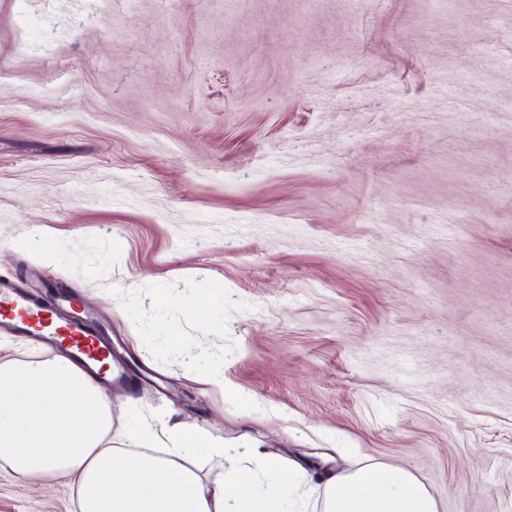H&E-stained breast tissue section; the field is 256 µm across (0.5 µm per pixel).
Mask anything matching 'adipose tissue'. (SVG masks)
<instances>
[{
    "label": "adipose tissue",
    "mask_w": 512,
    "mask_h": 512,
    "mask_svg": "<svg viewBox=\"0 0 512 512\" xmlns=\"http://www.w3.org/2000/svg\"><path fill=\"white\" fill-rule=\"evenodd\" d=\"M112 405L94 379L69 359L36 365L0 363V462L20 481L66 472L77 481L80 512H294L299 500L281 473L301 474L324 491L323 512H437L434 499L407 471L379 464L357 470L304 472L253 450L246 465L202 480L189 449L224 452L211 434L176 425L164 454L151 453L156 435L142 423L125 451L103 447Z\"/></svg>",
    "instance_id": "adipose-tissue-1"
}]
</instances>
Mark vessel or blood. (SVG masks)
I'll return each mask as SVG.
<instances>
[{"label": "vessel or blood", "instance_id": "b4317fda", "mask_svg": "<svg viewBox=\"0 0 512 512\" xmlns=\"http://www.w3.org/2000/svg\"><path fill=\"white\" fill-rule=\"evenodd\" d=\"M0 327L32 336L66 353L84 369L112 382V343L73 307L70 294L51 290L29 293L22 279H0Z\"/></svg>", "mask_w": 512, "mask_h": 512}]
</instances>
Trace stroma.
Wrapping results in <instances>:
<instances>
[{"label":"stroma","mask_w":512,"mask_h":512,"mask_svg":"<svg viewBox=\"0 0 512 512\" xmlns=\"http://www.w3.org/2000/svg\"><path fill=\"white\" fill-rule=\"evenodd\" d=\"M97 2L0 0V276L111 331L113 447L150 416L512 512V0ZM75 488L0 463V512Z\"/></svg>","instance_id":"obj_1"}]
</instances>
